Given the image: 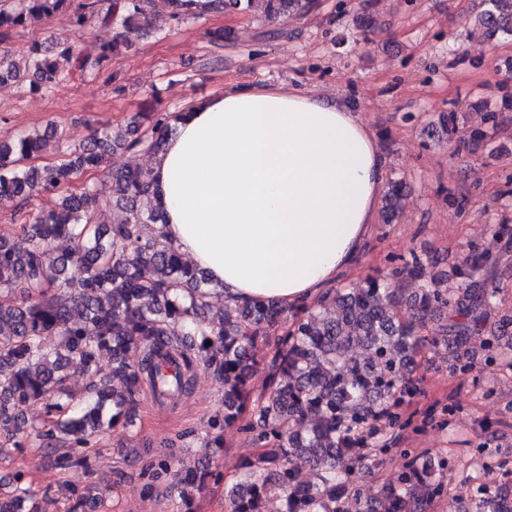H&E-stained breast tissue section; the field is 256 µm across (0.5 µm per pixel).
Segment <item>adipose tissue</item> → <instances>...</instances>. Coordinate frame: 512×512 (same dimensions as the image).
<instances>
[{
	"mask_svg": "<svg viewBox=\"0 0 512 512\" xmlns=\"http://www.w3.org/2000/svg\"><path fill=\"white\" fill-rule=\"evenodd\" d=\"M387 160L343 102L239 86L180 116L149 167L159 230L230 301L320 295L365 249Z\"/></svg>",
	"mask_w": 512,
	"mask_h": 512,
	"instance_id": "obj_1",
	"label": "adipose tissue"
}]
</instances>
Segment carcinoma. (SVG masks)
I'll use <instances>...</instances> for the list:
<instances>
[{"mask_svg": "<svg viewBox=\"0 0 512 512\" xmlns=\"http://www.w3.org/2000/svg\"><path fill=\"white\" fill-rule=\"evenodd\" d=\"M0 0V36L5 31L72 11V37L56 49L32 46L24 65L0 54V83L27 84L49 91L60 83L102 71L125 40L96 44L88 22L131 28L153 24V0ZM165 0L166 17L180 21L208 13L252 14L286 19L315 7L314 0ZM478 24L489 37H512V0H484ZM177 112L140 113L121 129L95 131L55 165L21 162L58 137L54 128L0 144V200L17 202L20 235L0 237V433L20 436L23 411L41 406L45 436L68 437L86 445L106 427L132 423L136 398L145 388L164 397L185 396L197 361L214 370L224 389V412L208 423L213 441L224 427L241 425L258 448L242 463L240 479L226 489L231 512H266L271 499L284 512H430L445 490L447 464L425 452L408 450L407 464L364 498L361 483L393 453L397 432L409 425L405 412L416 393V358L428 345L445 352L448 373L471 370L464 348L485 335L491 361L512 371V313L492 315L501 258L477 244L461 259L456 280L431 277L417 288H391L369 276L359 288L327 289L320 307L290 308L274 301H226L212 312L214 288L196 266L163 236L142 237L140 225L163 223V211L148 170L115 162L117 150L142 146L163 150ZM108 163L111 184L81 182ZM40 194L59 196L56 207L26 210ZM408 188L388 184L382 213L390 224L404 210ZM125 212L119 224L98 223L101 204ZM67 239L69 252L53 243ZM447 322L426 334L435 313ZM281 328L276 347L263 363L268 384L252 397V351ZM60 338L63 351L46 340ZM180 358L177 375L163 372L161 349ZM112 363L99 364L102 352ZM86 384L81 403L63 399L66 375ZM305 457L311 474L301 475L294 459ZM210 472L190 471L179 480L184 512L206 487ZM0 512H40L34 491L0 492ZM475 512H512V483L481 487Z\"/></svg>", "mask_w": 512, "mask_h": 512, "instance_id": "obj_1", "label": "carcinoma"}]
</instances>
